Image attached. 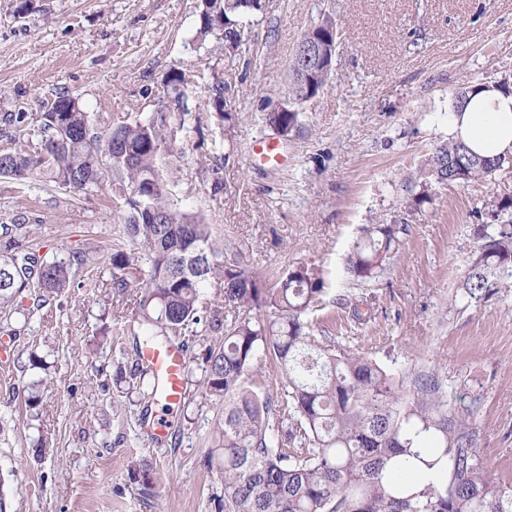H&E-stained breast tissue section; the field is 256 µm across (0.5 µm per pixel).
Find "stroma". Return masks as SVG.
<instances>
[{
    "instance_id": "35a3bbf8",
    "label": "stroma",
    "mask_w": 512,
    "mask_h": 512,
    "mask_svg": "<svg viewBox=\"0 0 512 512\" xmlns=\"http://www.w3.org/2000/svg\"><path fill=\"white\" fill-rule=\"evenodd\" d=\"M0 0V116L40 112L56 92L94 112L135 117L145 90L161 94L173 65L195 59L197 0ZM339 43L327 85L304 106L301 129L277 136L264 115L288 94L296 45L324 17ZM239 49H225L227 111L236 119L190 137L175 192L224 233L228 254L275 276L302 263L326 282L319 328L403 373L435 370L453 408L480 392V448L490 473L512 480V288L474 304L457 287L475 248L477 213L512 195V167L437 188L422 211L408 188L448 139L459 88L512 71V0H266ZM282 159L250 154L257 139ZM229 156L224 193L203 170ZM29 217L45 260L85 257L61 301L0 312L9 367L0 374V488L8 512H221V480L203 465L221 416L205 400L203 357L221 336L188 337L195 354L173 407L132 392L142 336L116 313L106 250L120 227L112 191L40 189L0 178V224ZM408 224L377 277L357 281L344 259L364 225ZM366 300L364 322L345 300ZM168 422L153 439V420ZM150 464L159 501L143 503L131 470Z\"/></svg>"
}]
</instances>
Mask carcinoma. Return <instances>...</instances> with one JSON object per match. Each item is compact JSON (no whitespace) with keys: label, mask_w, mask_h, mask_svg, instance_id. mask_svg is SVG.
Wrapping results in <instances>:
<instances>
[{"label":"carcinoma","mask_w":512,"mask_h":512,"mask_svg":"<svg viewBox=\"0 0 512 512\" xmlns=\"http://www.w3.org/2000/svg\"><path fill=\"white\" fill-rule=\"evenodd\" d=\"M264 8V0H199L192 41L207 52L206 63L171 68L155 109L132 120L90 112L68 91L43 112L6 113L0 138L16 147L0 151V177L86 195L111 187L113 219L123 225L109 257L111 288L122 296L138 289L131 323L146 336L224 335L222 345L208 348L203 379L204 395L223 413L212 430L218 447L203 465L222 481L224 512H512V485L489 474L480 450L474 416L481 394L455 410L435 373H393L331 336H316L310 315L323 304L321 277L297 264L267 278L226 258L215 225L176 197L179 145L191 132L202 134L200 109L219 124L235 119L224 109L221 52L240 48L244 20ZM313 42L329 49L307 60L305 45ZM335 53L336 22L328 17L299 40L288 100L265 114L267 125L286 135L302 126L303 105L323 91ZM489 86L512 94V74L461 88L457 106ZM227 161L216 151L208 158L215 197L224 193ZM511 163V155L488 159L450 138L431 150L407 206L420 210L432 202L433 187L486 179ZM478 219L460 286L462 298L476 303L512 288V196L487 202ZM406 231L386 222L363 227L347 273L357 281L374 277ZM33 234L19 218L0 225V311L17 310L28 288L39 290L38 306L66 294L84 264L78 253L40 259ZM208 288L215 300L202 307ZM263 308L275 318H260ZM261 353L277 368L274 393L254 380ZM424 432L440 450L446 482L419 492L383 482V470ZM133 476L141 497L158 498L149 465Z\"/></svg>","instance_id":"1"}]
</instances>
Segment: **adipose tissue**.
I'll return each mask as SVG.
<instances>
[{
  "label": "adipose tissue",
  "instance_id": "1",
  "mask_svg": "<svg viewBox=\"0 0 512 512\" xmlns=\"http://www.w3.org/2000/svg\"><path fill=\"white\" fill-rule=\"evenodd\" d=\"M448 134L484 156L512 155V95L490 87L470 95L463 107L449 112ZM437 456L431 442L423 441L416 455L404 458V475L419 487L439 483L443 470Z\"/></svg>",
  "mask_w": 512,
  "mask_h": 512
}]
</instances>
